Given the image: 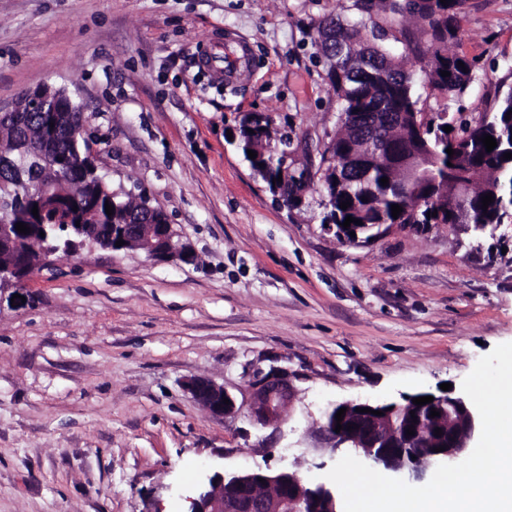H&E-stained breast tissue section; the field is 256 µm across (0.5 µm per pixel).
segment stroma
Segmentation results:
<instances>
[{"label":"stroma","instance_id":"obj_1","mask_svg":"<svg viewBox=\"0 0 512 512\" xmlns=\"http://www.w3.org/2000/svg\"><path fill=\"white\" fill-rule=\"evenodd\" d=\"M351 0H0V104L66 89L100 170L139 187L192 252L59 251L21 304L0 305V512H185L217 468H290L325 481L340 460L325 411L460 389L512 342V224L381 226L356 244L325 230L322 197L290 209L228 138L247 112L318 160L339 102L313 40ZM419 106L474 120L512 85V0H466L449 52L473 61L461 97L434 89L377 16ZM250 58L224 80V52ZM296 389L282 429L213 418L187 379L250 399L256 372Z\"/></svg>","mask_w":512,"mask_h":512}]
</instances>
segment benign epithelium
<instances>
[{
    "label": "benign epithelium",
    "mask_w": 512,
    "mask_h": 512,
    "mask_svg": "<svg viewBox=\"0 0 512 512\" xmlns=\"http://www.w3.org/2000/svg\"><path fill=\"white\" fill-rule=\"evenodd\" d=\"M30 107L45 111L55 105L60 98H52L35 88L24 93ZM333 142L327 143L326 161L336 167V175L349 170L353 157H332ZM379 160L386 165L401 166L410 176V181L425 184L431 177L429 166L433 156L422 146V141L410 133L403 146L392 142L385 144L384 150L377 152ZM328 229L348 242H357L365 227L352 224L345 228L341 224L328 222ZM355 236H350V233ZM156 237L166 242L169 248L149 251L154 257L169 261L188 259L187 252L173 243L177 237L170 224H126L123 226V238L126 241L135 238ZM16 271L10 266H0V302L11 301L13 295L21 293L15 286V278L9 274ZM185 389L191 397L201 403L216 418H227L239 414L242 406L224 388L205 378H190ZM251 401L248 405V417L252 424L263 428L279 429L285 423L284 410L295 397V389L286 372L271 369L268 373H257L250 382ZM229 403H224V400ZM346 408L342 422L335 415L340 408ZM380 410L383 415L358 412V409ZM440 412L434 417L435 427L442 429V435L431 436L416 458L408 460L405 448L416 441V437L406 434L410 426L423 423L424 413L430 410ZM415 412L416 420L400 427L395 418L402 413ZM340 432H335L337 425ZM356 426L349 431L348 425ZM480 417L477 410L462 394L443 393L434 396L431 403L422 406L413 404V397L405 398L404 403L379 404L370 401L349 400L335 404L324 416L321 433L329 448L337 450L350 448L363 453L373 463L397 474H407L414 480L424 478L426 471L439 464H450L458 460L479 436ZM443 451L438 452L436 448ZM188 512H341L336 490L324 483L310 484L296 471L269 468H257L246 472H228L216 470L199 485L194 494L186 497Z\"/></svg>",
    "instance_id": "benign-epithelium-1"
}]
</instances>
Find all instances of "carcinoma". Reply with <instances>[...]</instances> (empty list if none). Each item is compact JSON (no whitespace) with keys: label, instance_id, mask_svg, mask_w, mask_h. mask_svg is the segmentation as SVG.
Wrapping results in <instances>:
<instances>
[{"label":"carcinoma","instance_id":"obj_1","mask_svg":"<svg viewBox=\"0 0 512 512\" xmlns=\"http://www.w3.org/2000/svg\"><path fill=\"white\" fill-rule=\"evenodd\" d=\"M465 0H428L416 12L424 21L427 35L425 48L420 53L429 57L428 82L434 88L451 95L465 92L471 79L474 64L461 55H450L448 42L457 38L459 29L457 15ZM399 0H354L353 7L360 15L356 22H343L336 16L323 21L332 39L322 42L327 50L336 42H352L365 49L368 54L370 73L354 67L342 66L335 72L326 73V80L335 90L340 111L381 112L385 119L380 121V129L387 131L390 119L408 112H418L419 97L415 92V81L402 65L382 45L376 34H368L365 18L374 12L399 15ZM449 76H441V72ZM23 107L21 112L0 113V196L14 202V207L6 210L8 222H22L30 228L28 233L17 235L22 250L41 247L48 235L49 242L59 248L68 249L65 243L64 225H91L88 235L97 244L107 246L112 243V232L118 224H163L165 214L150 208V199L143 195L123 194L111 203L113 214L107 215L101 185L107 183L95 171L86 157L83 143L74 142L75 126L84 121V114L72 111L69 104L61 102L50 112H30L28 104L18 100ZM512 110V85L498 91L494 102L484 118L475 128L461 126L459 132L447 134L442 128H426L424 142L434 151L435 176L417 191L404 185L399 174L388 166L376 161V143L364 138H352L344 131L336 133V153L358 154L362 167L342 185L324 188L329 205L324 207L323 216L333 215L344 222L351 216L365 224H498L508 222L512 215V158L505 159L507 141L512 137V118L507 113ZM55 126H50L49 120ZM241 133L237 147L247 157L249 166L261 172L262 178L273 180L278 176L280 159L272 155L248 158L247 150L254 141L274 146L283 151L290 147V137L280 135L269 126L256 127L254 133L247 132L249 126L240 121ZM490 135L496 139L497 147L486 151L481 138ZM52 146L51 157L63 156L67 166L59 176L38 178V172L24 161V154L37 145ZM454 150L448 155L446 149ZM388 178L382 185L380 179ZM458 185L453 207L437 208V216H427L430 209L416 208L418 195L435 196L445 183ZM492 194L494 201L487 209H482V197ZM27 198L46 214L36 218L32 208L26 207L22 199ZM350 201L351 206L343 210L340 203ZM402 207L398 218L392 217L391 206Z\"/></svg>","mask_w":512,"mask_h":512}]
</instances>
